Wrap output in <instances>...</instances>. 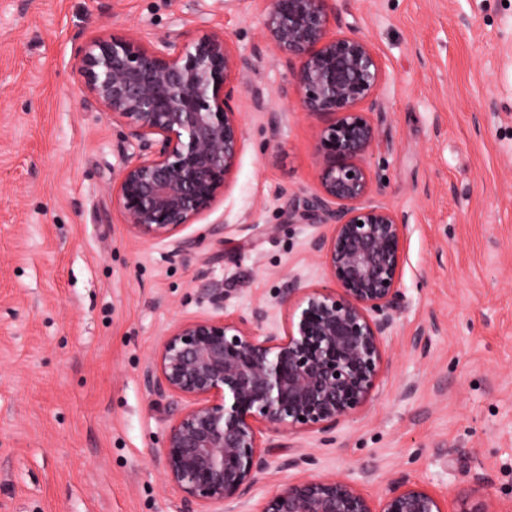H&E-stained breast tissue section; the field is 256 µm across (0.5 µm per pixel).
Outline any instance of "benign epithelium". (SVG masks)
Listing matches in <instances>:
<instances>
[{
  "instance_id": "1",
  "label": "benign epithelium",
  "mask_w": 512,
  "mask_h": 512,
  "mask_svg": "<svg viewBox=\"0 0 512 512\" xmlns=\"http://www.w3.org/2000/svg\"><path fill=\"white\" fill-rule=\"evenodd\" d=\"M336 0H269L265 39L292 75L299 104L314 117L319 189L288 194V220L327 226L311 250L325 258L333 283L303 288L294 277L279 295L288 310L284 334L261 336L266 317H207L177 323L151 356L147 391L175 396L162 457L166 480L185 512L215 505L249 512H508L483 497L449 503L402 478L377 502L355 480L291 479L249 504L269 468L263 435L328 434L371 403L390 366L385 337L401 309L399 280L408 225L389 208L365 203L373 191L367 158L378 139L371 118L383 78L364 36L331 31ZM81 92L126 131L137 148L112 184V202L129 231L171 240L182 256L202 239L178 234L209 212L225 190L243 145L238 101L279 113L264 90L244 82L247 63L222 29L183 43L167 35L146 47L132 37L97 39L82 53Z\"/></svg>"
}]
</instances>
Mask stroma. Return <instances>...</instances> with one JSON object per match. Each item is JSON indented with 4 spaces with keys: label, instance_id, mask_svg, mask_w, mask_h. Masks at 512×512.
<instances>
[{
    "label": "stroma",
    "instance_id": "35a3bbf8",
    "mask_svg": "<svg viewBox=\"0 0 512 512\" xmlns=\"http://www.w3.org/2000/svg\"><path fill=\"white\" fill-rule=\"evenodd\" d=\"M267 0H0V512H184L163 474L167 419L144 384L178 322L262 306L282 333L289 277L331 280L289 192L315 191V119L264 37ZM332 29L368 38L385 78L369 200L408 226L392 363L332 440L264 436L260 500L288 455L372 499L406 476L455 501L512 503V0H337ZM223 29L269 93L277 130L242 99L243 147L213 209L169 241L133 236L112 183L133 149L80 92V51ZM223 225L221 237L210 236ZM425 336L426 346L414 345Z\"/></svg>",
    "mask_w": 512,
    "mask_h": 512
}]
</instances>
